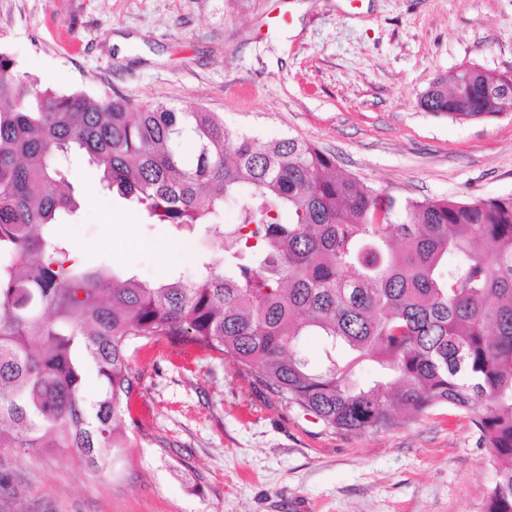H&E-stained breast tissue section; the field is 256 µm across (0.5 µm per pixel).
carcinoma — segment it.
<instances>
[{"instance_id": "carcinoma-1", "label": "carcinoma", "mask_w": 512, "mask_h": 512, "mask_svg": "<svg viewBox=\"0 0 512 512\" xmlns=\"http://www.w3.org/2000/svg\"><path fill=\"white\" fill-rule=\"evenodd\" d=\"M421 108L466 122L512 106L476 65ZM194 159L184 161L183 145ZM85 159L149 223L188 236L240 203L224 255L156 284L70 261L79 210L62 161ZM310 334L321 364L304 358ZM227 355L335 433L380 431L446 404L471 420L512 512V194L399 200L297 137L260 142L202 108L41 89L0 52V447L74 448L95 468L128 448L131 346ZM97 399L82 395L88 367ZM371 368L373 379L356 371Z\"/></svg>"}]
</instances>
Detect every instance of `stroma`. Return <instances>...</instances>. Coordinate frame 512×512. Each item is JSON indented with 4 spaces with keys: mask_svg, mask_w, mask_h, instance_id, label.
<instances>
[{
    "mask_svg": "<svg viewBox=\"0 0 512 512\" xmlns=\"http://www.w3.org/2000/svg\"><path fill=\"white\" fill-rule=\"evenodd\" d=\"M0 50L43 89L218 113L294 136L398 198L512 194V109L459 123L422 110L472 64L512 77V0H0ZM71 256L144 282L196 273L211 248L104 191L72 159ZM165 252H158V245ZM131 448L94 470L72 448L0 447V512H481L495 480L468 418L438 405L338 434L227 357L167 342L133 354Z\"/></svg>",
    "mask_w": 512,
    "mask_h": 512,
    "instance_id": "1",
    "label": "stroma"
}]
</instances>
